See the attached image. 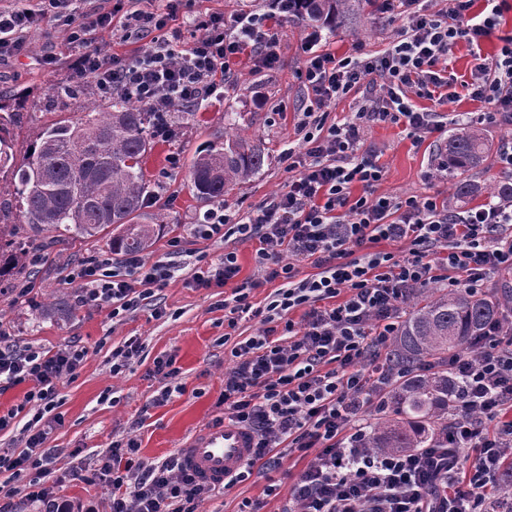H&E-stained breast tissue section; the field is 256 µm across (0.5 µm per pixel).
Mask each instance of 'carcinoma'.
I'll return each mask as SVG.
<instances>
[{
	"label": "carcinoma",
	"instance_id": "1",
	"mask_svg": "<svg viewBox=\"0 0 512 512\" xmlns=\"http://www.w3.org/2000/svg\"><path fill=\"white\" fill-rule=\"evenodd\" d=\"M369 0H290L288 17L304 27L338 29L360 14ZM239 112H227L224 140L197 150L190 161V190L201 201L224 200V193L259 173L267 155L244 134ZM197 119L195 112H167L164 125L177 132ZM11 119L0 116V170H11L12 195L27 230L0 236V271L26 270L31 245L52 248L66 237L99 236L114 253H142L155 229L142 222L150 193L145 165L159 124L127 98H114L110 110L84 109L76 123L59 122L43 134L32 159L9 165L12 142L5 136ZM488 151L483 131L456 128L445 144L448 172L480 168ZM458 199H477L491 190L512 198V185L461 179L452 184ZM512 291L472 298L460 291L436 290L413 301L389 350V365L400 371L388 397V410L371 422L374 448H426L448 434V412L457 403V383L448 373V356L500 321L512 325Z\"/></svg>",
	"mask_w": 512,
	"mask_h": 512
}]
</instances>
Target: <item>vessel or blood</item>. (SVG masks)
Masks as SVG:
<instances>
[{
	"instance_id": "1",
	"label": "vessel or blood",
	"mask_w": 512,
	"mask_h": 512,
	"mask_svg": "<svg viewBox=\"0 0 512 512\" xmlns=\"http://www.w3.org/2000/svg\"><path fill=\"white\" fill-rule=\"evenodd\" d=\"M253 445L254 438L246 429L215 424L195 435L181 448L180 456L199 481L220 486L241 470Z\"/></svg>"
}]
</instances>
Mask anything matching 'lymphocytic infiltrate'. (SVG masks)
Listing matches in <instances>:
<instances>
[{"mask_svg": "<svg viewBox=\"0 0 512 512\" xmlns=\"http://www.w3.org/2000/svg\"><path fill=\"white\" fill-rule=\"evenodd\" d=\"M182 2L127 11L117 38L148 42L139 57L127 59L93 46L89 27L68 18L72 0H16L0 8V56L26 52L24 34L36 21L67 18V39L82 48L70 84L93 81L103 96L132 99L150 112L202 104L235 58L257 67L279 61L271 23L287 16L288 0H269V11L229 21L219 14L199 18L200 35L186 50L164 35ZM382 2L400 28L381 54L339 58L319 50V32L307 34L308 97L297 127L306 152L285 149L293 173L286 188L236 216L221 204L208 209L188 237L170 239V252L183 255L190 237L255 240L263 280L276 285L263 330L233 344V367L218 400L224 422L256 438L233 483L274 472L296 454L306 465L289 488L273 481L265 488L273 497L287 493L285 512H512V328L487 330L449 356L461 396L444 442L404 453L367 445L371 413L383 409L399 378L385 357L411 297L433 283L481 297L492 274L512 273V199L454 211L430 195H375L385 169L364 145L365 125L375 121L405 125L418 144L442 133L437 113L417 108V96L442 104L465 96L486 104L479 122L512 120V35L502 37L495 54L478 52L500 25L503 0ZM461 41L476 54L469 79L458 82L446 63ZM349 96L354 117L330 121L336 101ZM356 185L362 188L357 197ZM381 240L400 243V251L366 252L367 244ZM305 262L316 272L303 278ZM175 272L126 253L80 263L70 279L78 284L77 307L117 314L138 310ZM239 272L235 252L215 263L199 256L189 284L223 286ZM296 309L303 312L297 320L290 316ZM85 356L76 345L20 346L0 328V392L26 385L23 403L33 412L21 429L24 449L0 454V468L15 481L0 494V512H99L93 501L57 496L40 481L54 459L46 446L53 425L44 416L57 407V382ZM139 450L135 436L113 441L91 465L75 467L72 477L107 485L110 512H197L215 495L178 455L150 461Z\"/></svg>", "mask_w": 512, "mask_h": 512, "instance_id": "1", "label": "lymphocytic infiltrate"}]
</instances>
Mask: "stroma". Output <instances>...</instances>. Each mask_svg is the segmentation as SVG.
Wrapping results in <instances>:
<instances>
[{
  "instance_id": "1",
  "label": "stroma",
  "mask_w": 512,
  "mask_h": 512,
  "mask_svg": "<svg viewBox=\"0 0 512 512\" xmlns=\"http://www.w3.org/2000/svg\"><path fill=\"white\" fill-rule=\"evenodd\" d=\"M267 10L266 0H191L180 11L170 30L179 31L183 41H191L190 22L199 14L232 17L247 9ZM280 39V61L271 69L256 70L244 61L231 67L226 87L219 98L198 108V124L184 129L179 137L157 140L146 164L154 191L144 200L143 211L155 217L154 243L143 258L146 264L175 263L179 270L173 279L156 291L137 311L109 317L107 310H86L75 304L77 285L69 279L78 263L107 256L104 242L70 239L56 245L51 263L42 266L29 300L16 298L15 277L0 278V325L10 328L22 345L58 349L69 344L84 347L87 355L74 374L63 376L56 386L61 425L49 439L56 446L57 458L45 479L61 497H95L101 512L109 510V489L90 487L68 479L77 465L74 451L91 458L96 451L110 447L112 441L136 432L142 457L162 459L178 452L195 431L214 423L220 411L215 403L224 390V374L232 365L221 343L224 312L217 303L224 298L220 288H194L188 283L190 255L219 260L224 252L238 255L237 283L260 278L256 242L228 240L213 243L197 240L188 245L187 255L175 258L169 253L170 238L186 234L207 209L206 203L191 193L189 165L193 153L202 145L223 139L224 115L240 112L247 136L260 143L269 156L262 172L250 181L233 187L224 197L229 214L258 206L284 190L290 178L288 163L282 157L285 145L304 151L297 133L304 87L303 65L307 57L306 28L288 19L275 24ZM396 23L378 8L368 7L354 28L323 33L319 50L336 56L362 49L381 51L393 36ZM28 50L17 56L0 58V103L18 111L9 135L14 144V162L22 164L37 138L56 122L77 121L82 106L104 111L110 105L93 82L81 86L69 110L56 107L60 87L66 86L70 66L79 50L69 44L62 22L44 19L26 32ZM490 145L482 168L471 171L476 180L503 184L508 180L498 164L503 145L512 143V122L486 126ZM366 144L375 148L386 177L378 193L397 198L411 195L449 197L448 174L441 171L444 139L429 138L415 144L403 126L375 122L368 124ZM140 337L144 349L123 374L113 375L112 351L129 337ZM174 356L180 369L177 379L181 392L173 393L163 404H155L162 384L149 374L155 358ZM265 478L255 476L224 493L205 500L201 512H236L242 499L263 503L262 512H282L284 496L264 494Z\"/></svg>"
}]
</instances>
